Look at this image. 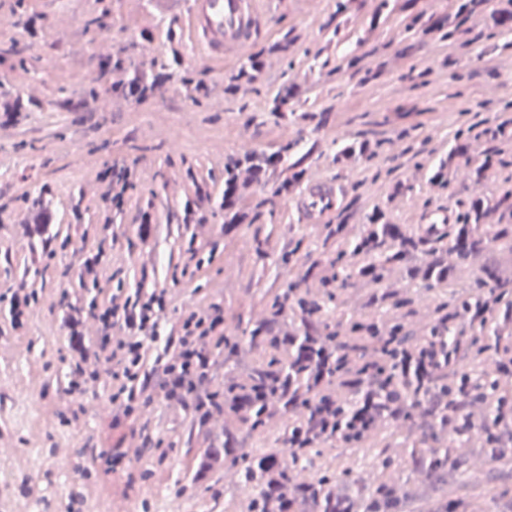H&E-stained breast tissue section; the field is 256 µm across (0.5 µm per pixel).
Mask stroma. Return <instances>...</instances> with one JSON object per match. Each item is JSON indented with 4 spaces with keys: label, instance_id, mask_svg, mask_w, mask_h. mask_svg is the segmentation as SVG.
<instances>
[{
    "label": "stroma",
    "instance_id": "obj_1",
    "mask_svg": "<svg viewBox=\"0 0 512 512\" xmlns=\"http://www.w3.org/2000/svg\"><path fill=\"white\" fill-rule=\"evenodd\" d=\"M103 3L112 11L107 28L85 34V20ZM377 3L363 0L340 24L335 0H269L268 25L253 46L263 60L257 84L297 90L302 111L324 113L319 128L300 118L274 121L264 94L230 102L224 85L241 62L193 59L187 0H26L29 15L40 19L38 31H0V44L15 41L21 48L20 55L0 56V90L23 95L29 107L19 117L22 137L0 136V295L20 286L36 295L21 328L12 326L10 305L0 298V445L8 447L0 452V512H30L37 503L44 512H116L119 502L132 512H165L173 501L194 512H224L225 501H239L223 471L200 479L194 468L207 434L223 433V415H214L204 434L190 414L159 397L150 409L124 417L112 410L105 371L84 393H68L73 343L59 305L80 288L83 253L101 248L110 278L99 284L95 301L119 287L130 294L166 290L170 305L154 352L163 351L185 310L218 304L245 323L259 317L262 295L288 280L281 256L289 241L315 243L316 230L289 211L287 197L256 184L243 198L259 206L260 218L223 233L228 156L247 146L260 151L294 143L291 158L308 174L346 186L343 205L328 218L332 224L360 226L376 206L390 223L413 224L424 206L454 208L477 198L465 176L446 185L433 174L461 121L482 131L463 163L502 147L497 128L502 102L512 99V47L489 37L481 15L448 44L407 33L402 13L377 17ZM285 35V50H274ZM106 45L135 60L154 48L171 73L139 103L99 87L106 108L83 111L77 86L96 74ZM346 56L357 58L360 71L379 70L377 80L364 84L342 70ZM412 70L427 73V81H410ZM186 75L204 81L208 96L191 98ZM50 98L57 108L46 107ZM409 125L419 132L411 143L399 137ZM341 139H370L381 149L371 166L341 169L332 160ZM114 163L139 164L142 174L123 210L110 215L96 174ZM396 181L410 192L393 193ZM43 189L52 196L57 226L49 242L23 234L16 222L19 208ZM199 200L205 223H184L185 205ZM145 212L152 216L146 235L139 227ZM258 239L267 251L262 260L253 249ZM148 251L155 261L146 266L141 256ZM35 252L46 254L44 264H31ZM467 482L471 491L458 512H486L477 487L511 490L512 465L474 459Z\"/></svg>",
    "mask_w": 512,
    "mask_h": 512
}]
</instances>
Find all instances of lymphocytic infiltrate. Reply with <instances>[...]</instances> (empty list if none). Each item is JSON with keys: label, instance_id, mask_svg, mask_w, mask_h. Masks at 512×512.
Wrapping results in <instances>:
<instances>
[{"label": "lymphocytic infiltrate", "instance_id": "lymphocytic-infiltrate-1", "mask_svg": "<svg viewBox=\"0 0 512 512\" xmlns=\"http://www.w3.org/2000/svg\"><path fill=\"white\" fill-rule=\"evenodd\" d=\"M113 86L122 87L127 98L139 101L162 84L156 60L138 62L130 69L112 72ZM168 305L166 291L140 288L134 294H112L100 305L69 302L63 323L76 337L75 373L68 382L70 392H84L97 381L100 367H108L112 378V405L124 415L150 406L156 394H164L182 410L192 411L197 426H205L214 414L224 411V395L211 390L217 367V351L224 342V309L190 311L178 319L175 334L163 354H153L159 316ZM94 318L100 335L92 343L79 341L83 316ZM155 375L153 387L140 386L145 370Z\"/></svg>", "mask_w": 512, "mask_h": 512}]
</instances>
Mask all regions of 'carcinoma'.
Listing matches in <instances>:
<instances>
[{
    "label": "carcinoma",
    "mask_w": 512,
    "mask_h": 512,
    "mask_svg": "<svg viewBox=\"0 0 512 512\" xmlns=\"http://www.w3.org/2000/svg\"><path fill=\"white\" fill-rule=\"evenodd\" d=\"M412 0H379L404 12L405 28L452 43L485 0H455L434 22ZM492 34L512 32V0H501ZM251 56L224 87L261 93ZM287 143L242 157L261 166L288 158ZM288 194L303 180L288 165ZM487 224L480 201L456 224H389L375 207L356 234L320 232L322 250L288 244L298 278L268 300L243 335L224 331V474L241 492L235 512H454L464 455L497 463L512 455V204ZM480 274L453 289L472 260ZM394 280L401 290H389Z\"/></svg>",
    "instance_id": "cac0c4a2"
}]
</instances>
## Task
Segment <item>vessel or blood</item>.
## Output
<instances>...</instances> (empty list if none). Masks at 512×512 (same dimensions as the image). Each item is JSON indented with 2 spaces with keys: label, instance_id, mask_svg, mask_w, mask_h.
I'll list each match as a JSON object with an SVG mask.
<instances>
[{
  "label": "vessel or blood",
  "instance_id": "vessel-or-blood-1",
  "mask_svg": "<svg viewBox=\"0 0 512 512\" xmlns=\"http://www.w3.org/2000/svg\"><path fill=\"white\" fill-rule=\"evenodd\" d=\"M267 0H188L187 22L195 54L220 60L253 46L265 20ZM345 185L311 177L288 202L302 223L322 224L343 202Z\"/></svg>",
  "mask_w": 512,
  "mask_h": 512
}]
</instances>
